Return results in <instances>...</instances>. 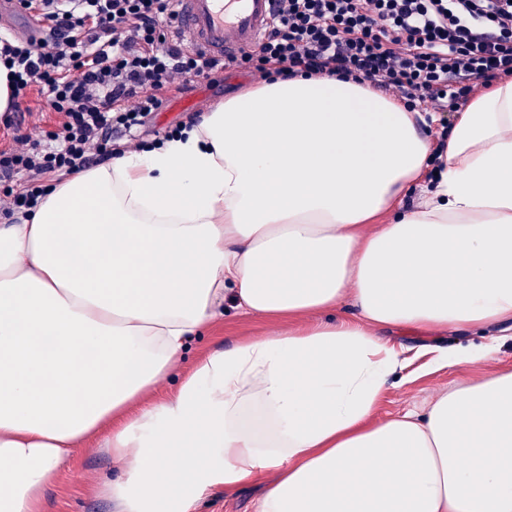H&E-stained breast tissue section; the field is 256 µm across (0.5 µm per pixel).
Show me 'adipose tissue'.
<instances>
[{"mask_svg":"<svg viewBox=\"0 0 512 512\" xmlns=\"http://www.w3.org/2000/svg\"><path fill=\"white\" fill-rule=\"evenodd\" d=\"M427 126L367 83L279 79L0 224V512H42L91 439L125 465L116 512H196L264 471L255 512H512V367L376 415L384 329L512 322V80L440 158ZM228 299L295 326L155 398Z\"/></svg>","mask_w":512,"mask_h":512,"instance_id":"obj_1","label":"adipose tissue"}]
</instances>
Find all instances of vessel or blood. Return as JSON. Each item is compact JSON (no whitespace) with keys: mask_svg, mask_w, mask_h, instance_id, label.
<instances>
[{"mask_svg":"<svg viewBox=\"0 0 512 512\" xmlns=\"http://www.w3.org/2000/svg\"><path fill=\"white\" fill-rule=\"evenodd\" d=\"M17 0H0V23L13 28L22 21L26 32L39 31L32 14L20 13ZM272 0H174L171 25L175 34L206 58L222 61L257 46L273 19Z\"/></svg>","mask_w":512,"mask_h":512,"instance_id":"vessel-or-blood-1","label":"vessel or blood"}]
</instances>
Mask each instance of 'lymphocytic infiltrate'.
<instances>
[{"mask_svg":"<svg viewBox=\"0 0 512 512\" xmlns=\"http://www.w3.org/2000/svg\"><path fill=\"white\" fill-rule=\"evenodd\" d=\"M45 27L0 37L15 103L38 89L61 122L45 139L0 149V216L35 208L52 182L125 150L172 96L229 68L262 81L368 82L409 111L458 112L512 79V0H275L259 45L209 61L170 29L172 0H25Z\"/></svg>","mask_w":512,"mask_h":512,"instance_id":"lymphocytic-infiltrate-1","label":"lymphocytic infiltrate"}]
</instances>
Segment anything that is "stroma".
Instances as JSON below:
<instances>
[{"label":"stroma","instance_id":"stroma-1","mask_svg":"<svg viewBox=\"0 0 512 512\" xmlns=\"http://www.w3.org/2000/svg\"><path fill=\"white\" fill-rule=\"evenodd\" d=\"M256 81L244 70L224 72L219 84L199 82L196 88L183 95L170 98L160 112L154 114L145 128L147 141H154L167 127L210 111L224 98L255 86ZM60 116L47 105L38 90H30L17 116V128H8L0 121V148L14 146L17 136L44 138L59 122ZM275 323L242 315L233 303H225L224 314L195 342L191 352L199 354L206 349L243 338L261 337L275 330ZM386 339L402 351L405 383L384 391L378 406L379 415L397 413L410 405H420L436 391L457 382L462 372L455 367L430 368V355L423 346L457 348L480 346L498 342L500 364L512 365V339L503 336L498 324L479 330L451 329L426 332L421 330H391ZM123 465L111 460L97 444L76 449L72 457L57 471L44 503L43 512H113L111 503L101 497L97 488L104 481L120 476Z\"/></svg>","mask_w":512,"mask_h":512}]
</instances>
